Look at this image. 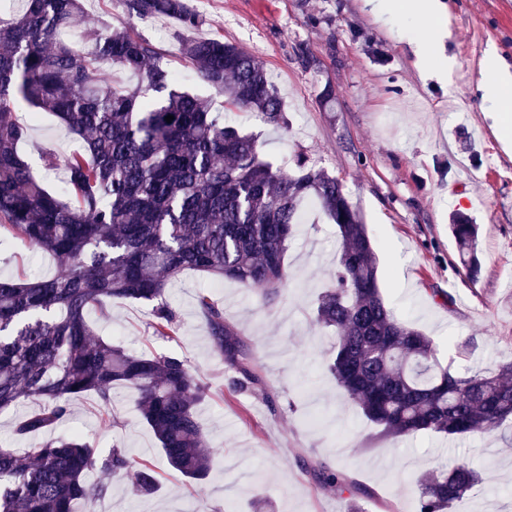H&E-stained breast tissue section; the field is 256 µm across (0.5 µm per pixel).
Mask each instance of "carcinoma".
<instances>
[{
  "mask_svg": "<svg viewBox=\"0 0 512 512\" xmlns=\"http://www.w3.org/2000/svg\"><path fill=\"white\" fill-rule=\"evenodd\" d=\"M0 17V229L60 263L51 278H0V410L24 401L38 408L15 433L34 439L17 452L0 448V512H73L107 494L88 483L96 452L77 436L50 432L70 401L96 396L103 409L112 387L138 394V407L169 466L204 481L211 448L196 409L207 386L180 355L134 353L94 338L88 313L114 301L154 304L157 336L177 333L166 289L187 270L259 288L267 306L289 284L288 241L308 204L336 225L339 253L332 280L315 301L313 322L336 333L326 369L382 435L421 432L443 438L493 435L512 420V363L486 373L441 366L433 339L397 316L378 285V267L360 212L342 182L323 170L297 171L263 156L257 138L213 110L209 99L178 88L147 41L128 30L87 31L77 50L64 36L82 0H21ZM130 17L200 25L187 0H124ZM180 52L228 104L283 124V101L253 56L220 38L181 36ZM26 103L55 116L81 146L63 160L61 190L46 187L19 146L30 127L14 118ZM174 116L168 122L165 117ZM460 263L481 270L478 227L461 211L449 216ZM197 304L215 350L235 374L237 393L267 392L253 351L205 293ZM132 461L115 446L102 463L116 476ZM312 481L347 494L346 512H365L369 489L336 465L306 466ZM483 483L461 459L417 479L414 512H452ZM143 468L136 491L152 494Z\"/></svg>",
  "mask_w": 512,
  "mask_h": 512,
  "instance_id": "carcinoma-1",
  "label": "carcinoma"
}]
</instances>
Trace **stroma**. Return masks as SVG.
Instances as JSON below:
<instances>
[{
  "mask_svg": "<svg viewBox=\"0 0 512 512\" xmlns=\"http://www.w3.org/2000/svg\"><path fill=\"white\" fill-rule=\"evenodd\" d=\"M202 16L196 30L250 52L282 96L285 123L265 124L255 114L224 105L180 56L178 25L170 19L130 22L121 0H84L71 33L93 26L132 27L149 40L182 88L210 98L225 118L263 142L267 153L291 162L304 155L342 182L372 238L378 284L385 301L416 329L431 336L440 360L457 342L477 349L463 366L493 371L512 362V142L504 141L482 97L481 61L496 53L512 65V0H442L445 13L381 15L371 0H189ZM431 38L433 51L451 59L447 76H422L414 44ZM336 95L333 110L320 103L324 87ZM15 117L30 135L20 150L48 186L63 169L45 170L41 156L69 154L77 142L51 114ZM461 210L479 226L482 264L470 278L457 257L448 215ZM332 224L300 225L288 242L290 285L283 298L260 308L255 293L231 281L183 273L165 294L175 312L174 337L153 335V307L115 303L107 315L90 311L97 336L136 353L177 354L209 388L197 417L214 448L210 476L189 482L163 460L137 410L135 393L112 391L110 411L95 396L73 400L61 435H77L105 458L121 447L133 461L104 481L108 512H343L344 499L312 482L304 465L338 463L369 488L367 512H413L416 480L439 462L467 459L485 476L482 490L453 512H512V431L454 443L431 434L404 442L379 435L348 403L324 364L335 333L314 328L315 296L336 266ZM54 257L0 234V276L28 279L57 273ZM209 291L225 320L250 343L268 393H236L197 306ZM153 466L159 481L149 496L134 493L136 470Z\"/></svg>",
  "mask_w": 512,
  "mask_h": 512,
  "instance_id": "1",
  "label": "stroma"
}]
</instances>
